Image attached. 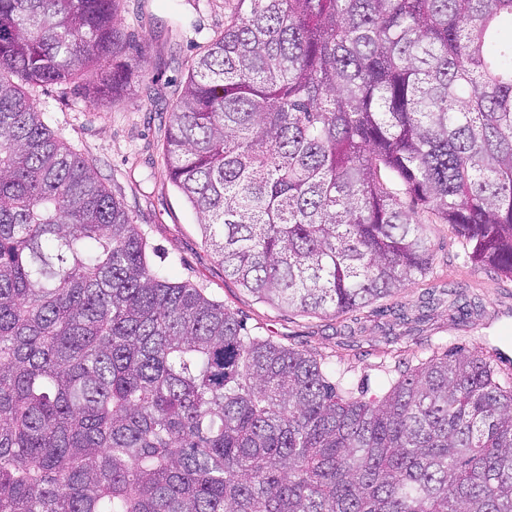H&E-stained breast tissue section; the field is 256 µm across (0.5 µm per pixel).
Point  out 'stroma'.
Returning a JSON list of instances; mask_svg holds the SVG:
<instances>
[{"mask_svg": "<svg viewBox=\"0 0 512 512\" xmlns=\"http://www.w3.org/2000/svg\"><path fill=\"white\" fill-rule=\"evenodd\" d=\"M227 12L226 0H123L121 28L145 54L135 97L90 110L73 85L41 87L36 100L46 123L97 167L163 254L161 270L204 288L252 334L345 372L366 397L385 394L384 368L398 361L414 367L456 346L479 347L512 373V279L476 266L467 242L430 216V273L343 317L279 309L225 278L202 241L197 213L166 176L163 146L191 64L223 32Z\"/></svg>", "mask_w": 512, "mask_h": 512, "instance_id": "obj_1", "label": "stroma"}]
</instances>
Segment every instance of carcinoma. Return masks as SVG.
Listing matches in <instances>:
<instances>
[{
    "label": "carcinoma",
    "instance_id": "obj_1",
    "mask_svg": "<svg viewBox=\"0 0 512 512\" xmlns=\"http://www.w3.org/2000/svg\"><path fill=\"white\" fill-rule=\"evenodd\" d=\"M120 5L0 0V512H512V375L478 348L365 400L156 269L26 91L134 95ZM164 160L274 307L340 317L424 276L422 213L512 278V0H236Z\"/></svg>",
    "mask_w": 512,
    "mask_h": 512
}]
</instances>
